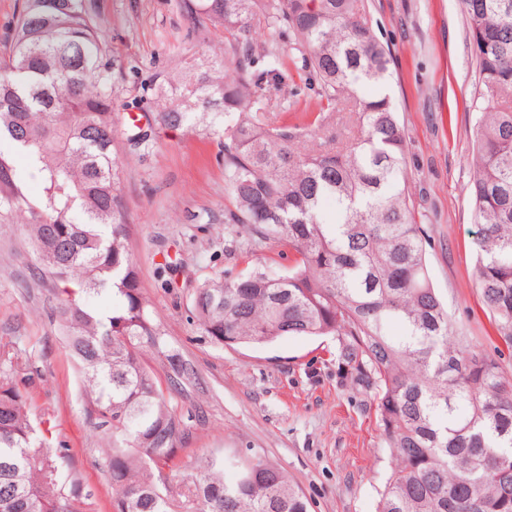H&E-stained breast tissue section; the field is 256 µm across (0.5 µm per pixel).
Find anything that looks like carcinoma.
<instances>
[{
  "label": "carcinoma",
  "instance_id": "cac0c4a2",
  "mask_svg": "<svg viewBox=\"0 0 512 512\" xmlns=\"http://www.w3.org/2000/svg\"><path fill=\"white\" fill-rule=\"evenodd\" d=\"M487 107L472 132L475 288L512 349V0H461ZM183 7L202 34L224 29V56L194 62L167 83L127 141L148 153L168 128H202L224 161V223L254 254L278 244L277 273L257 259L197 289L199 328L220 345H268L283 336H332L350 381L374 391L394 467L377 512H512V374L452 322L430 276L429 236L416 222L407 146L382 85L392 57L363 0H195ZM270 38L260 39L255 21ZM117 56L85 0H23L0 59V139L25 153L43 191L30 197L0 155V212L25 220L38 275L73 279L54 312L83 380L89 420L107 449L113 512H309V501L259 456L203 461L179 484L183 414L143 361L164 357L174 378L192 371L167 347L126 245L122 160L112 145ZM318 112L288 123L299 96ZM352 126L338 146L319 134ZM336 202L340 219L321 209ZM108 293L112 308L94 300ZM401 337L388 335L392 322ZM30 396L0 376V512H75Z\"/></svg>",
  "mask_w": 512,
  "mask_h": 512
}]
</instances>
